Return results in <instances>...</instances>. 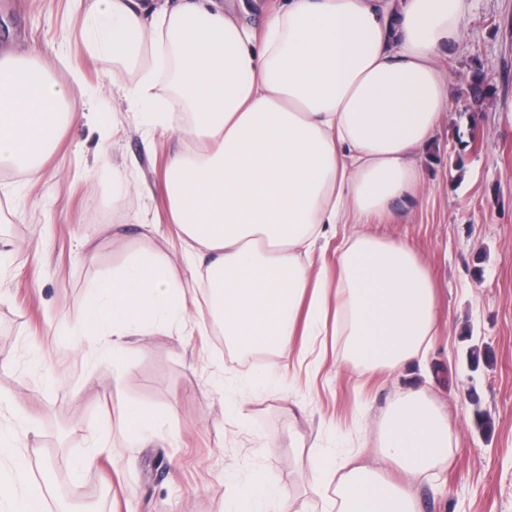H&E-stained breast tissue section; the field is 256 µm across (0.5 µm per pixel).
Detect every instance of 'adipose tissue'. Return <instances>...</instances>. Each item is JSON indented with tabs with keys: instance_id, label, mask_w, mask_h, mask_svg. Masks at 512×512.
Returning <instances> with one entry per match:
<instances>
[{
	"instance_id": "1",
	"label": "adipose tissue",
	"mask_w": 512,
	"mask_h": 512,
	"mask_svg": "<svg viewBox=\"0 0 512 512\" xmlns=\"http://www.w3.org/2000/svg\"><path fill=\"white\" fill-rule=\"evenodd\" d=\"M83 43L102 65L136 64L118 94L148 111L153 131H176L165 175L181 257L134 252L90 287L80 325L92 349L112 341L120 383L129 337L184 316L206 277L213 323L244 351L269 349L303 366L336 338V364L357 374L426 365L439 325L429 266L400 238L368 227L421 185L415 160L448 105L440 50L461 37L468 0H283L252 25L234 4L179 0L145 12L136 0H85ZM167 94H159L158 82ZM81 83L57 82L40 54L0 56V165L39 173ZM188 113L174 128L170 114ZM352 224L335 272L315 268L329 228ZM32 428L15 411L0 430V512H31L47 488L30 476ZM457 447L447 408L421 384L401 389L360 452L311 457L312 487L333 485L336 512H419L416 484L445 471ZM368 454L382 468L361 463ZM288 512V493L254 473L227 512Z\"/></svg>"
}]
</instances>
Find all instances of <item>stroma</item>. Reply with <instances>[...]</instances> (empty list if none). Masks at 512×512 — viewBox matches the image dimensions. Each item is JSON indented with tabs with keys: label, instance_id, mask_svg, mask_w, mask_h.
Returning <instances> with one entry per match:
<instances>
[{
	"label": "stroma",
	"instance_id": "stroma-1",
	"mask_svg": "<svg viewBox=\"0 0 512 512\" xmlns=\"http://www.w3.org/2000/svg\"><path fill=\"white\" fill-rule=\"evenodd\" d=\"M72 0H0V53L36 49L52 75L70 84L81 73L101 125L75 118L58 134L41 171L0 169V399L34 423L24 449L32 474L56 476L43 512L74 497L85 512H225L254 472L290 495L289 512H327L333 491L309 489L311 451H356L401 386L421 381L412 364L398 378L362 380L326 352L320 368L280 369L270 350L243 352L209 327L204 289L183 318L135 337L119 397H112V357L88 354L61 325L84 316L88 287L125 265L132 251L177 245L163 188L173 135L152 134L131 102L112 98L136 71H101L85 55L81 13ZM463 39L441 50L449 105L433 141L419 153L422 194L369 228L407 239L431 266L441 325L429 357V392L445 403L460 449L447 470L418 485L420 512H512V0H471ZM485 73L492 94L465 110V77ZM126 209L113 210L117 181ZM129 234L112 242L113 228ZM40 249L23 262L15 250ZM489 351L471 369L469 350ZM243 402L236 421L225 405ZM156 414L140 441L121 430L119 406ZM490 418L491 430L475 420ZM305 445L295 448L290 434ZM91 457L81 479L72 468Z\"/></svg>",
	"mask_w": 512,
	"mask_h": 512
}]
</instances>
